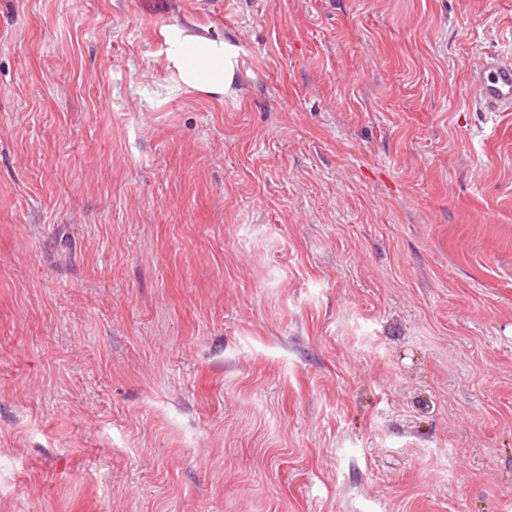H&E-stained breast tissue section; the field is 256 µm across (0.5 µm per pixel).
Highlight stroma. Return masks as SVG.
Masks as SVG:
<instances>
[{
  "mask_svg": "<svg viewBox=\"0 0 512 512\" xmlns=\"http://www.w3.org/2000/svg\"><path fill=\"white\" fill-rule=\"evenodd\" d=\"M194 2L0 0V512H512V0ZM193 44L203 50L197 60L192 59L189 50ZM167 52L171 66L185 87L221 97L239 93L238 52L228 40L194 34L187 36L183 42L171 43ZM476 103L483 112H512V61L487 53L471 73Z\"/></svg>",
  "mask_w": 512,
  "mask_h": 512,
  "instance_id": "1",
  "label": "stroma"
}]
</instances>
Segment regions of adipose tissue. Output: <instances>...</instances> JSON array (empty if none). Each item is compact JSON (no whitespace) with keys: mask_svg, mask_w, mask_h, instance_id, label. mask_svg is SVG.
Instances as JSON below:
<instances>
[{"mask_svg":"<svg viewBox=\"0 0 512 512\" xmlns=\"http://www.w3.org/2000/svg\"><path fill=\"white\" fill-rule=\"evenodd\" d=\"M202 49L200 58H192L191 46ZM168 58L180 82L187 88L215 96L238 93V52L228 40L204 34L187 36L167 49Z\"/></svg>","mask_w":512,"mask_h":512,"instance_id":"ef3b65f1","label":"adipose tissue"}]
</instances>
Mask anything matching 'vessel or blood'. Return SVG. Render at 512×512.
Masks as SVG:
<instances>
[{"label": "vessel or blood", "instance_id": "1", "mask_svg": "<svg viewBox=\"0 0 512 512\" xmlns=\"http://www.w3.org/2000/svg\"><path fill=\"white\" fill-rule=\"evenodd\" d=\"M476 103L484 112H512V61L488 53L471 74Z\"/></svg>", "mask_w": 512, "mask_h": 512}]
</instances>
